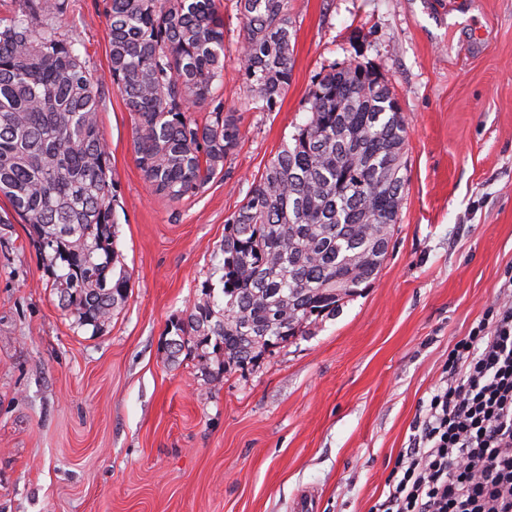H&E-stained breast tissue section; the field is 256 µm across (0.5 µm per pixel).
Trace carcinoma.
Instances as JSON below:
<instances>
[{
    "label": "carcinoma",
    "instance_id": "1",
    "mask_svg": "<svg viewBox=\"0 0 512 512\" xmlns=\"http://www.w3.org/2000/svg\"><path fill=\"white\" fill-rule=\"evenodd\" d=\"M249 102L272 109L288 87L289 0H236ZM66 0H18L0 17V195L61 262L52 284L81 325L103 327L128 298L111 156L86 61L60 38ZM109 72L133 116L135 162L154 195L196 197L243 133L224 105L222 0H106ZM206 111L204 120L190 107ZM409 131L394 88L360 63L321 75L310 116L253 179L224 224L222 296L176 322L170 354L214 342L242 365L301 336L380 272L406 186Z\"/></svg>",
    "mask_w": 512,
    "mask_h": 512
}]
</instances>
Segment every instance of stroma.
<instances>
[{"mask_svg": "<svg viewBox=\"0 0 512 512\" xmlns=\"http://www.w3.org/2000/svg\"><path fill=\"white\" fill-rule=\"evenodd\" d=\"M104 5L67 0L58 32L96 81L128 299L101 330L79 325L30 226L0 224V512H293L304 497L370 512L449 349L512 302V0H291V79L270 112L247 104L245 32L225 12L224 103L243 139L177 205L135 163ZM352 61L394 87L409 128L377 278L254 362L170 357L175 322L220 282L227 218L306 121L316 76Z\"/></svg>", "mask_w": 512, "mask_h": 512, "instance_id": "obj_1", "label": "stroma"}]
</instances>
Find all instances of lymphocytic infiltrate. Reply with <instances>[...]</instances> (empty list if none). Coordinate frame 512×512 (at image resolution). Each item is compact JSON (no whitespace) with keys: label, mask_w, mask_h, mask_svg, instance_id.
Masks as SVG:
<instances>
[{"label":"lymphocytic infiltrate","mask_w":512,"mask_h":512,"mask_svg":"<svg viewBox=\"0 0 512 512\" xmlns=\"http://www.w3.org/2000/svg\"><path fill=\"white\" fill-rule=\"evenodd\" d=\"M445 372L371 512H512V305L457 341Z\"/></svg>","instance_id":"1"}]
</instances>
